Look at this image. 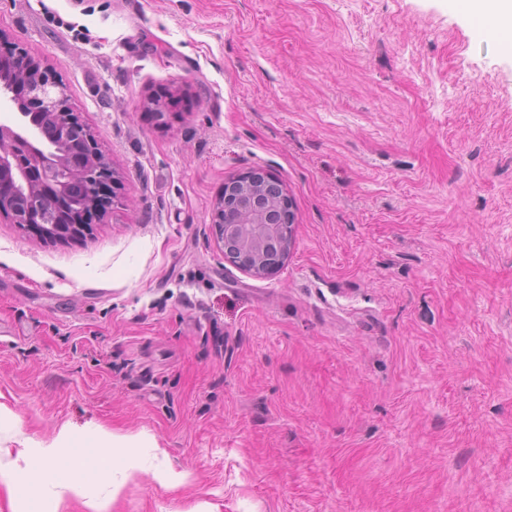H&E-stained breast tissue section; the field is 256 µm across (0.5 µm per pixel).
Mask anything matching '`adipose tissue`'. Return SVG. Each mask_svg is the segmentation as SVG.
Here are the masks:
<instances>
[{
	"label": "adipose tissue",
	"instance_id": "adipose-tissue-1",
	"mask_svg": "<svg viewBox=\"0 0 512 512\" xmlns=\"http://www.w3.org/2000/svg\"><path fill=\"white\" fill-rule=\"evenodd\" d=\"M17 443L25 467L0 468V484L42 503L57 504L66 497L84 498L89 486H97L108 499H116L137 473L149 471L163 486L187 483L189 475L175 470L167 453L146 434L127 435L108 430L77 433L61 429L49 441L17 438L9 414L0 411V443ZM69 448L71 461L59 466L60 448Z\"/></svg>",
	"mask_w": 512,
	"mask_h": 512
}]
</instances>
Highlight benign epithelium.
Instances as JSON below:
<instances>
[{"instance_id": "1", "label": "benign epithelium", "mask_w": 512, "mask_h": 512, "mask_svg": "<svg viewBox=\"0 0 512 512\" xmlns=\"http://www.w3.org/2000/svg\"><path fill=\"white\" fill-rule=\"evenodd\" d=\"M0 219L33 226L48 241L90 231V222L112 205L117 184L109 162L56 73L16 44L0 46ZM272 177L260 168L224 182L212 210L218 242L232 243L224 259L268 277L291 254L293 205L286 192L267 193Z\"/></svg>"}]
</instances>
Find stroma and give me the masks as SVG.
Segmentation results:
<instances>
[{
    "instance_id": "35a3bbf8",
    "label": "stroma",
    "mask_w": 512,
    "mask_h": 512,
    "mask_svg": "<svg viewBox=\"0 0 512 512\" xmlns=\"http://www.w3.org/2000/svg\"><path fill=\"white\" fill-rule=\"evenodd\" d=\"M0 34L119 181L90 234L0 221L17 430L190 475L105 512H512V50L465 0H0ZM258 167L295 214L265 279L211 224Z\"/></svg>"
}]
</instances>
